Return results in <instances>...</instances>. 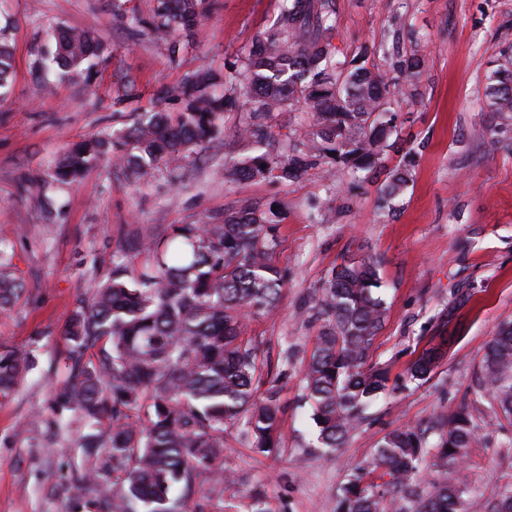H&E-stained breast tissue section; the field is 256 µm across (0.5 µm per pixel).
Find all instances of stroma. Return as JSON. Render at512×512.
<instances>
[{"mask_svg": "<svg viewBox=\"0 0 512 512\" xmlns=\"http://www.w3.org/2000/svg\"><path fill=\"white\" fill-rule=\"evenodd\" d=\"M336 60L381 70L404 83L399 60L423 63L411 81L416 101L393 103L394 149L384 171L356 174L323 163L288 184L234 182L224 165L257 154L242 139L243 85L214 86L230 96L215 137L164 164L148 182L104 164L83 178L56 182L57 162L76 143L120 129L131 111L152 110L157 93L203 68L244 65L259 29L272 24L278 0H213L196 40L170 58L146 35L155 0H0V28L14 46V79L0 101V241L10 271L25 284L0 311V343L29 351L19 390L0 398V512H93L91 493L74 487L81 465L80 425L50 436L52 394L69 373L63 330L77 302L112 268L128 235H153L181 224L221 223L226 210L250 203L283 211L277 265L288 284L273 315L251 321L261 388L278 380L284 413L276 454L251 447L241 423L227 426L223 462L237 481L211 499L209 512H339V488L365 464L380 439L440 411L474 406L473 380L499 325L512 322V114L490 112L491 71L512 54V0H333ZM92 29L106 51L91 82L37 66L56 25ZM411 155L410 182L393 209L379 205L387 170ZM45 186L43 197L26 192ZM373 257L387 317L375 359L400 378L433 338L452 336L423 384L387 392L340 453L310 458L313 436L301 378L317 325L313 298L342 257ZM451 314L448 327L440 318ZM463 474L476 501L512 482V425L487 414Z\"/></svg>", "mask_w": 512, "mask_h": 512, "instance_id": "35a3bbf8", "label": "stroma"}]
</instances>
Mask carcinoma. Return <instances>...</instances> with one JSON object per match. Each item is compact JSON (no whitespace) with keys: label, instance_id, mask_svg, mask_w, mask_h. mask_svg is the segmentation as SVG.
<instances>
[{"label":"carcinoma","instance_id":"carcinoma-1","mask_svg":"<svg viewBox=\"0 0 512 512\" xmlns=\"http://www.w3.org/2000/svg\"><path fill=\"white\" fill-rule=\"evenodd\" d=\"M210 0H156L149 34L166 42L170 57L192 41ZM333 0H279L276 21L257 32L243 74L250 92L242 135L258 144L271 136L270 117L287 106L313 113L293 132L283 155L250 156L227 170L232 181L302 178L339 158L356 174L382 166L391 128L390 88L383 73L337 65L331 36ZM51 61L64 72L84 70L103 52L88 30L56 29ZM13 47L0 29V96L13 77ZM237 76L201 70L160 91L153 110L130 115L120 133L84 141L57 166L54 179L83 177L119 151V164L138 179L160 170L171 156L194 151L214 135L224 97L210 93ZM491 111L512 113V69L494 72L486 90ZM410 170L389 173L382 189L391 203L406 188ZM281 244L279 212L254 205L224 213L222 224H184L137 239L140 265L112 253V271L72 310L64 335L69 376L57 396L85 434L86 460L76 482L96 495L98 512H180L195 494L196 478L212 476L209 492L222 497L221 458L226 424L243 420L251 446L274 453L281 437L277 385L258 396L260 366L249 318L277 308L286 286L274 256ZM9 245L0 242V311L25 286L8 271ZM377 265L363 259L332 267L314 308L319 326L305 361L302 400L315 425L312 447L334 454L387 390L390 369L373 360L387 307ZM30 354L0 344V398L23 382ZM436 368L433 349L417 354L406 380L424 382ZM477 392L512 422V323L485 347ZM477 425L466 408L439 412L425 425L385 434L370 462L353 469L340 487V512H471L468 484L447 478L465 460ZM437 436L436 443L430 442ZM437 473L418 490L423 470ZM485 512H512V483L499 489Z\"/></svg>","mask_w":512,"mask_h":512}]
</instances>
